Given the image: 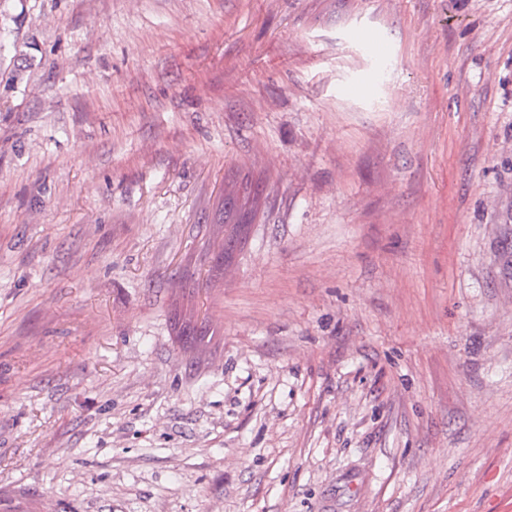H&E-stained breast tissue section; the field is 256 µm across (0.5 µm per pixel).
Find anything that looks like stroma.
Instances as JSON below:
<instances>
[{
	"mask_svg": "<svg viewBox=\"0 0 512 512\" xmlns=\"http://www.w3.org/2000/svg\"><path fill=\"white\" fill-rule=\"evenodd\" d=\"M0 512H512V0H0Z\"/></svg>",
	"mask_w": 512,
	"mask_h": 512,
	"instance_id": "35a3bbf8",
	"label": "stroma"
}]
</instances>
